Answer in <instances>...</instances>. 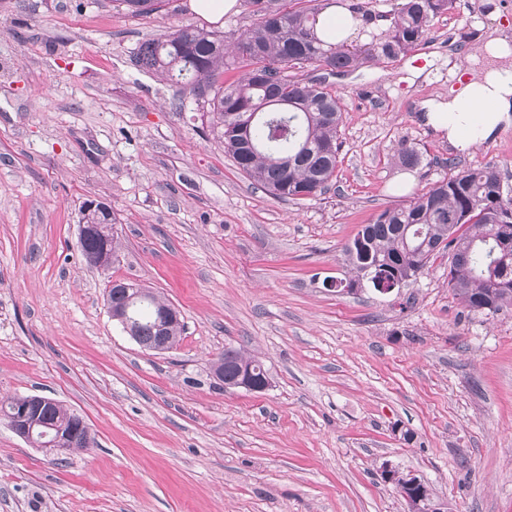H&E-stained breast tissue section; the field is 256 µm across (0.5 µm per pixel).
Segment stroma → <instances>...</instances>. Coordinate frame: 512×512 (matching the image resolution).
<instances>
[{
  "mask_svg": "<svg viewBox=\"0 0 512 512\" xmlns=\"http://www.w3.org/2000/svg\"><path fill=\"white\" fill-rule=\"evenodd\" d=\"M189 3L0 0V399H55L94 438L60 464L0 420V512H406L386 461L450 512H512V307L470 311L444 255L387 295L328 285L351 279L342 248L361 225L450 162L512 184V127L457 151L421 114L512 0H456L389 63L292 68L342 104L336 177L300 201L238 170L188 90L139 66L167 31L230 42L253 21L241 2L216 23ZM91 200L114 219L105 269L79 247ZM115 280L180 311L172 350L112 320ZM228 347L264 364L268 390L213 377Z\"/></svg>",
  "mask_w": 512,
  "mask_h": 512,
  "instance_id": "stroma-1",
  "label": "stroma"
}]
</instances>
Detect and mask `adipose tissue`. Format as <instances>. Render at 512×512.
<instances>
[{"label": "adipose tissue", "mask_w": 512, "mask_h": 512, "mask_svg": "<svg viewBox=\"0 0 512 512\" xmlns=\"http://www.w3.org/2000/svg\"><path fill=\"white\" fill-rule=\"evenodd\" d=\"M426 122L464 150L512 125V32L496 26L481 53L469 57L447 99L425 104Z\"/></svg>", "instance_id": "obj_1"}]
</instances>
